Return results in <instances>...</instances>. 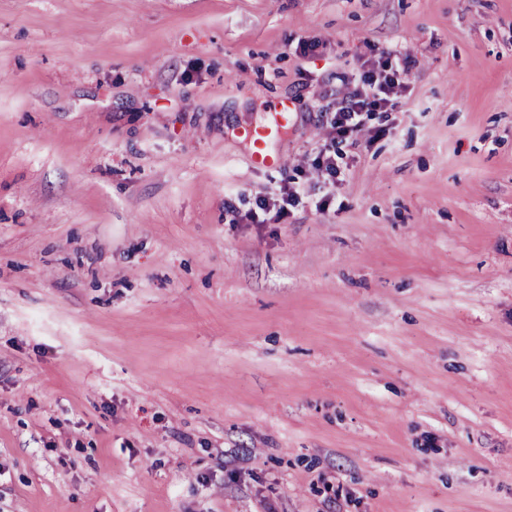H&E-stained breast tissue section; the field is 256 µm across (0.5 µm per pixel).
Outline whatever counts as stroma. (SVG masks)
Here are the masks:
<instances>
[{
	"label": "stroma",
	"instance_id": "stroma-1",
	"mask_svg": "<svg viewBox=\"0 0 512 512\" xmlns=\"http://www.w3.org/2000/svg\"><path fill=\"white\" fill-rule=\"evenodd\" d=\"M0 512H512V0H0ZM364 65L368 69L360 76L361 88L349 92L338 103L331 122V137L321 145L314 159L325 176L324 185L331 188L344 181V173L336 165L338 146L361 132L363 113L393 112L398 109L400 102L392 95L407 89L413 61L406 56L398 58L393 64L390 54L383 53L377 60H368ZM302 203L300 191L295 187H289L287 179L285 185L280 187L277 198L258 193L255 198L256 209L246 214V217L262 223L269 221L273 224H280L288 219L291 208H296ZM257 209L260 211L261 216Z\"/></svg>",
	"mask_w": 512,
	"mask_h": 512
}]
</instances>
